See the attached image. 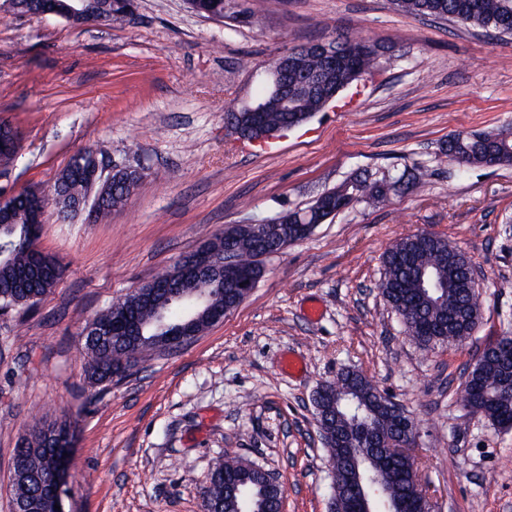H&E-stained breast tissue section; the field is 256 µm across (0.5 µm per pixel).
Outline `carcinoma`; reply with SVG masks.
Masks as SVG:
<instances>
[{"label": "carcinoma", "instance_id": "carcinoma-1", "mask_svg": "<svg viewBox=\"0 0 512 512\" xmlns=\"http://www.w3.org/2000/svg\"><path fill=\"white\" fill-rule=\"evenodd\" d=\"M403 13L439 19L443 15L464 24L487 31L509 33L512 25V0H392ZM191 6L206 16H223L224 0H192ZM345 42L372 44L374 50L357 58L353 68L329 76L332 87L347 89L362 81L379 65L377 44L371 40L346 35ZM287 54L296 57V66L288 71V84L304 80L303 72L320 68L318 56L305 46L292 48ZM264 106L262 121L256 122L248 112L228 116L231 128L241 137L252 140L299 126L323 109L320 93L296 92L292 107L283 110L268 89L258 98ZM494 150L507 157L512 155V127L495 131L448 137L441 151L454 160L459 170L488 166L487 152ZM145 175L134 167L117 183H103L96 188L99 200L96 219L107 216L127 199L125 185L138 190ZM423 172L417 167L404 166L394 177L377 178L360 175L336 188L319 194L304 211H289L280 215L288 221V244L307 237L294 227L307 211L321 212L327 220L356 203L375 206L392 189L416 190L422 184ZM61 192L58 204L69 208L86 198L91 181L66 167L57 179ZM42 225L32 223L22 200L16 198L0 207V309L33 305L50 293L63 278L62 268L55 259L38 247ZM213 249L225 248L242 265L254 268L257 275L264 271L263 253L256 250L252 234L234 225L224 229V238L211 241ZM467 256L448 240L426 232L401 238L382 257L383 278L379 288L387 304L402 319L409 337L419 346L429 349L437 345L459 343L474 333L482 315L479 285L468 275ZM186 288L203 289L215 296L213 304L224 303V291L208 281L184 284ZM166 304L164 295L122 300L101 311L91 324L112 329V320L125 314L144 324L143 337L114 342L99 336L84 337L87 356L86 375L91 387L112 382V368L125 360L137 364L140 357L155 351V340L172 328L193 323L199 332L208 328L204 306L194 299L173 304L166 311V327L152 322L156 311ZM473 372L480 393L474 394L469 383L462 384V404L492 425L512 427V334L506 333L494 345L486 347L473 363ZM384 392L366 377L351 370L333 385L317 393L318 412L331 416V421L349 437V452L333 442L324 443L327 460L335 462L333 494L343 512H357L358 483L377 491L376 512H422V494L413 480L417 475L415 460L404 458L392 471L386 470L381 451L383 438L400 433L398 415L387 407ZM74 439L72 423L63 419L35 428L14 448L12 470L22 475L12 500L23 499L32 512H57L56 493L49 481V470L63 463L64 453ZM207 506L212 512H271L273 503L265 487L252 476L245 462L226 456L218 460L210 472L205 490Z\"/></svg>", "mask_w": 512, "mask_h": 512}]
</instances>
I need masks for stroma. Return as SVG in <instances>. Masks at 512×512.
Returning a JSON list of instances; mask_svg holds the SVG:
<instances>
[{
  "label": "stroma",
  "mask_w": 512,
  "mask_h": 512,
  "mask_svg": "<svg viewBox=\"0 0 512 512\" xmlns=\"http://www.w3.org/2000/svg\"><path fill=\"white\" fill-rule=\"evenodd\" d=\"M136 0L123 22L0 14V201L49 190L91 150L140 166L146 185L104 221L44 217L40 249L65 269L31 306L0 311V512L11 458L33 426L69 413L66 512H204L222 455L272 471L283 512H327L332 476L312 394L361 372L419 424L416 458L433 512H512V429L457 399L466 369L512 333V166L460 172L439 147L512 125V35L397 11L392 0ZM261 5L259 23L244 16ZM385 48L383 64L301 126L252 142L226 112L255 103L273 61L339 33ZM419 165L424 187L358 203L267 258L247 299L190 345L96 390L82 331L101 309L234 224L306 208L356 175ZM448 240L482 274L471 337L425 349L384 301L382 257L402 237ZM322 313L309 320L307 307ZM300 373L282 368L286 355Z\"/></svg>",
  "instance_id": "35a3bbf8"
}]
</instances>
